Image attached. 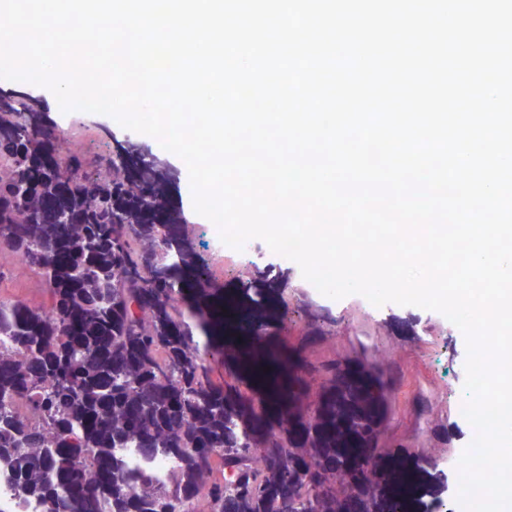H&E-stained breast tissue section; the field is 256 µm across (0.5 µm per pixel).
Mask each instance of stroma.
Masks as SVG:
<instances>
[{
    "mask_svg": "<svg viewBox=\"0 0 512 512\" xmlns=\"http://www.w3.org/2000/svg\"><path fill=\"white\" fill-rule=\"evenodd\" d=\"M0 93L23 94L37 100L49 126L64 136L79 141L92 156L112 153L117 142L129 136V129L113 117L83 111L62 112L51 91L43 86H28L0 79ZM152 153L167 159L172 176L168 180L170 198L192 225L195 243L204 264L224 286L200 293L196 278H188L184 290L187 300L203 298L210 318V368L236 374L240 383L264 384L273 378L280 389H287L288 376L300 369L330 359L344 364L381 361L389 381L382 423L392 451L403 463V480L387 482L384 495L401 490L408 503L407 512H417V500L428 488L427 462L430 458L464 447L468 429L457 415L462 385L454 374L456 364L467 354L465 338L450 327L449 320L430 310L407 305H392L382 317L369 314L354 298L336 300L313 294L305 286L298 265L285 264L270 257L250 264L227 257L223 265L213 263L210 233L213 224L197 214L186 163L165 150L158 140L142 134ZM265 273L264 291L268 306L262 312L266 324L261 341L267 358L265 368L240 373L237 360L253 343L250 302L243 293L252 267ZM336 322L338 335L322 341L308 334L309 314ZM432 488V487H429ZM441 494V487L432 488Z\"/></svg>",
    "mask_w": 512,
    "mask_h": 512,
    "instance_id": "obj_1",
    "label": "stroma"
}]
</instances>
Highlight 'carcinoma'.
<instances>
[{
	"label": "carcinoma",
	"mask_w": 512,
	"mask_h": 512,
	"mask_svg": "<svg viewBox=\"0 0 512 512\" xmlns=\"http://www.w3.org/2000/svg\"><path fill=\"white\" fill-rule=\"evenodd\" d=\"M29 100H0V282L18 263L50 302L0 299V460L50 512H348L358 459L384 436L381 402L336 368L269 419L266 399L218 382L185 317L173 243L192 235L147 159L88 161L55 147ZM118 448L164 454L169 482L126 470ZM321 476L310 485L307 470Z\"/></svg>",
	"instance_id": "cac0c4a2"
}]
</instances>
